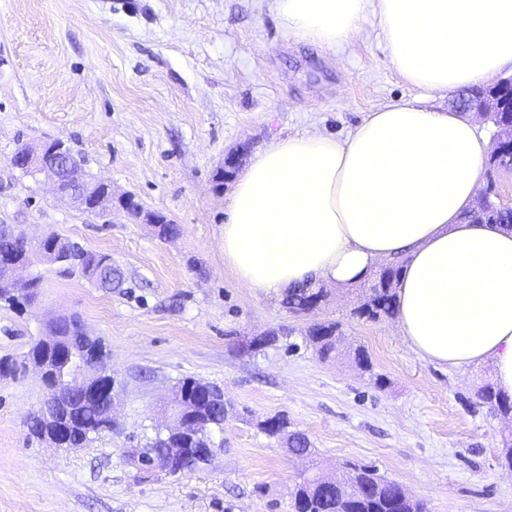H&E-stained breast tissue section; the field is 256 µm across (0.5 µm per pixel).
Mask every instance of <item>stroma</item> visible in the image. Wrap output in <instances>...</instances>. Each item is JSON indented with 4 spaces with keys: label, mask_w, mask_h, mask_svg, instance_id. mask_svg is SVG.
<instances>
[{
    "label": "stroma",
    "mask_w": 512,
    "mask_h": 512,
    "mask_svg": "<svg viewBox=\"0 0 512 512\" xmlns=\"http://www.w3.org/2000/svg\"><path fill=\"white\" fill-rule=\"evenodd\" d=\"M412 96L456 109L455 92L410 87L393 71L371 14L350 43L327 49L292 37L275 0H0V227L70 239L124 277L106 291L42 263L34 304L0 308V357L22 358L48 320L76 314L119 386L113 429L61 450L28 433L46 397L38 376L0 374V512H292L313 462L336 474L375 467L426 512H512V470L500 460L512 420L476 404L490 365L443 369L408 348L396 319L354 318L363 284L332 287L314 315H295L224 264L225 154L247 163L290 136L342 139L368 112ZM52 139L178 234L159 238L118 209L86 212L12 166L18 149ZM314 319L341 323L343 356L323 361L307 345ZM269 330L276 342L249 348ZM358 346L372 372L349 358ZM187 376L220 386L232 405L219 449L191 474L142 467ZM280 413L313 458L258 431Z\"/></svg>",
    "instance_id": "1"
}]
</instances>
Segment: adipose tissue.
I'll list each match as a JSON object with an SVG mask.
<instances>
[{
  "mask_svg": "<svg viewBox=\"0 0 512 512\" xmlns=\"http://www.w3.org/2000/svg\"><path fill=\"white\" fill-rule=\"evenodd\" d=\"M490 152L474 123L402 99L342 140L281 139L238 176L224 263L263 293L339 287L401 258L397 324L410 350L458 372L491 362L512 396V231L462 220Z\"/></svg>",
  "mask_w": 512,
  "mask_h": 512,
  "instance_id": "obj_1",
  "label": "adipose tissue"
}]
</instances>
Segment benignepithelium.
Instances as JSON below:
<instances>
[{"label":"benign epithelium","instance_id":"7a95c632","mask_svg":"<svg viewBox=\"0 0 512 512\" xmlns=\"http://www.w3.org/2000/svg\"><path fill=\"white\" fill-rule=\"evenodd\" d=\"M512 96V78L501 79L487 91L480 92L481 101L473 112L483 116L501 111L503 96ZM14 168L33 176L44 175L52 181L57 196L68 200L82 209L95 214L112 213L113 202H118L127 211H140L142 206L131 194L116 199L111 184L99 180L90 182L86 178L81 163L76 159L70 147L61 140L44 142L41 145L18 150L11 159ZM27 253H35L46 263L57 264L55 251L47 247L52 237H44L32 242L21 233ZM31 259H17L11 254H0V286L7 289L20 288L27 284L18 278L19 271L30 267ZM64 318L58 317L45 325L43 343L58 347L54 358L37 355L29 358L28 363L37 372L42 384L50 391L53 404L61 407L72 397H80L84 401L98 397L104 399L106 415L113 419L115 399L118 393L116 381L112 377V369L105 366H89L79 359V352L65 347V337L61 334ZM174 413L166 424V433L171 437L187 434L189 428L197 429L200 421L194 420L195 400L189 392L177 389L173 396ZM50 430L43 441L58 448L68 446L63 437L64 430L56 421V416L45 414Z\"/></svg>","mask_w":512,"mask_h":512}]
</instances>
